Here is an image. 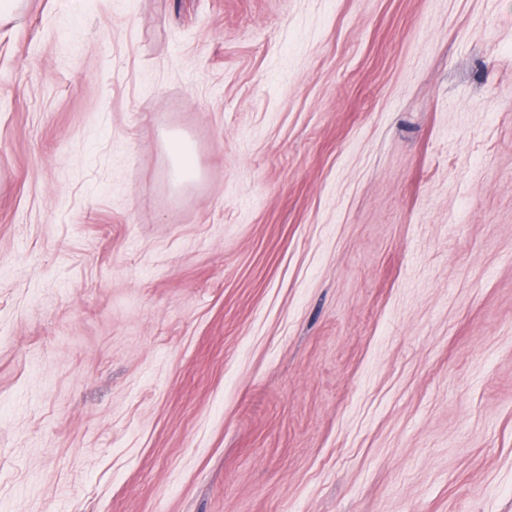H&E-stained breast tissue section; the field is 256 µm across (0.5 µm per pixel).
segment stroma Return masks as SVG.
Returning a JSON list of instances; mask_svg holds the SVG:
<instances>
[{
    "label": "stroma",
    "instance_id": "35a3bbf8",
    "mask_svg": "<svg viewBox=\"0 0 512 512\" xmlns=\"http://www.w3.org/2000/svg\"><path fill=\"white\" fill-rule=\"evenodd\" d=\"M0 512H512V0L0 23Z\"/></svg>",
    "mask_w": 512,
    "mask_h": 512
}]
</instances>
